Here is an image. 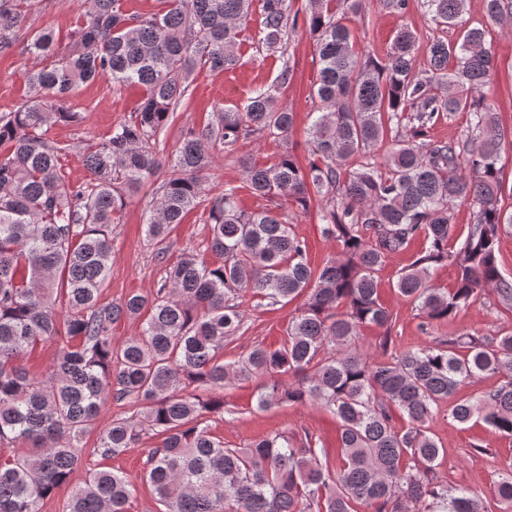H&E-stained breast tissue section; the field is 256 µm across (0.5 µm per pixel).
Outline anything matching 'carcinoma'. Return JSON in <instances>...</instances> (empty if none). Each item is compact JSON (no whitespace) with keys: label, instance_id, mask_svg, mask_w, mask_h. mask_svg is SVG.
Returning <instances> with one entry per match:
<instances>
[{"label":"carcinoma","instance_id":"1","mask_svg":"<svg viewBox=\"0 0 512 512\" xmlns=\"http://www.w3.org/2000/svg\"><path fill=\"white\" fill-rule=\"evenodd\" d=\"M83 4L65 49L52 30L27 41L28 94L0 113V512H40L71 482L82 436L110 400H133L141 411L102 428L97 452L118 456L144 431H156L161 442L148 450L143 479L163 512H485L476 492L439 480L444 448L429 423L459 387L497 376V385L457 400L451 416L512 439V334H466L394 352L396 316L381 300L378 277L392 254L421 239L395 283L419 312L421 330L455 318L488 290L512 312V281L499 260L501 232L512 225L500 205L499 161L509 134L475 97L490 83L494 59L485 30L463 20L466 0H421L433 22L460 29L462 39L432 41L419 72L417 34L409 28L384 61L359 56L347 15L358 14L361 0H307L296 10L290 0H262L259 43L280 49L300 26L315 41L320 69L311 97L319 106L308 135L318 160L303 168L286 151L246 165L247 187L260 201L250 212L239 208L235 187L208 196L202 175L213 149L255 134L288 138L295 115L278 93L290 69L241 107L216 104L214 119L188 129L172 154L145 227L161 240L199 210L218 261L183 253L157 291L108 305L99 294L124 192L153 181L157 136L191 95L194 68L220 73L238 65L252 0H162L150 16L126 10L123 0ZM34 5L0 0L1 54L17 43ZM484 9L499 22L512 15V0H484ZM102 76L115 87L141 85L146 95L83 147L92 178L76 184L61 164L67 147L49 129L78 122L69 97ZM458 112L469 114L470 135L433 139L430 129ZM387 139L382 163L346 168ZM328 195L336 203L321 211L322 234L342 250L314 268L305 241L266 203L286 197L305 211L312 198ZM464 203L474 222L450 247L453 211ZM445 264L456 274L450 291L432 283L433 270ZM249 292L276 305L302 293L307 300L279 347L257 345L226 362L224 345L242 325L240 299ZM58 301L67 309L65 336L51 374L38 379L23 359L59 335ZM124 318L142 320V332L116 347L112 325ZM367 326L382 330L375 360L356 345ZM257 376L261 409L316 404L336 415V467L322 462L309 434L297 442L277 431L243 448H226L212 435L203 418L224 413V385ZM13 448L28 452L11 455ZM134 493L126 476L95 471L72 488L67 512H129ZM497 496L512 512V464Z\"/></svg>","mask_w":512,"mask_h":512}]
</instances>
